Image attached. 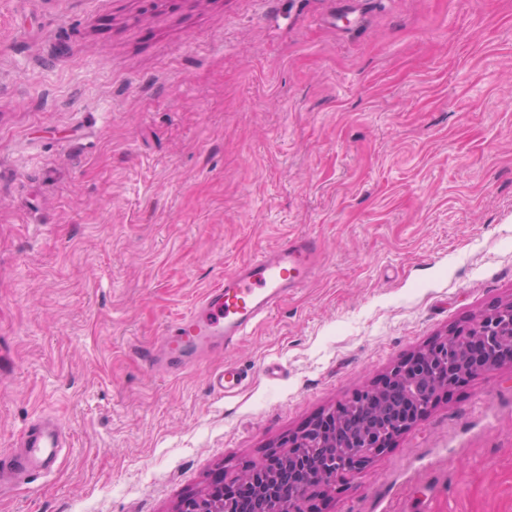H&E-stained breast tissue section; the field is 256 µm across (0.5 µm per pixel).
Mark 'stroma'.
I'll list each match as a JSON object with an SVG mask.
<instances>
[{
    "label": "stroma",
    "instance_id": "35a3bbf8",
    "mask_svg": "<svg viewBox=\"0 0 512 512\" xmlns=\"http://www.w3.org/2000/svg\"><path fill=\"white\" fill-rule=\"evenodd\" d=\"M319 270L179 377L143 354L298 237ZM512 299V0H0V512H174ZM234 364L247 385L221 397ZM317 512H512V365ZM248 379L246 372L231 364L224 365V371L217 374L213 381L214 388L227 396L243 387ZM22 447L25 451L17 456L0 454V494L7 487L2 477L8 473L15 479L27 480L30 476L44 470L48 460L55 462L61 448V434L56 422L47 420L30 426L22 436Z\"/></svg>",
    "mask_w": 512,
    "mask_h": 512
}]
</instances>
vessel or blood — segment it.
<instances>
[{"mask_svg": "<svg viewBox=\"0 0 512 512\" xmlns=\"http://www.w3.org/2000/svg\"><path fill=\"white\" fill-rule=\"evenodd\" d=\"M316 253L314 241L300 238L237 266L221 285L208 289L190 312L165 329L149 355L151 366L177 375L236 342L293 290L307 286L316 274ZM247 379L244 370L228 364L215 376L213 386L229 395ZM22 446L23 454H0V494L6 490L5 475L25 480L42 472L46 461L56 459L61 446L58 424L47 420L30 426L22 436Z\"/></svg>", "mask_w": 512, "mask_h": 512, "instance_id": "1", "label": "vessel or blood"}]
</instances>
